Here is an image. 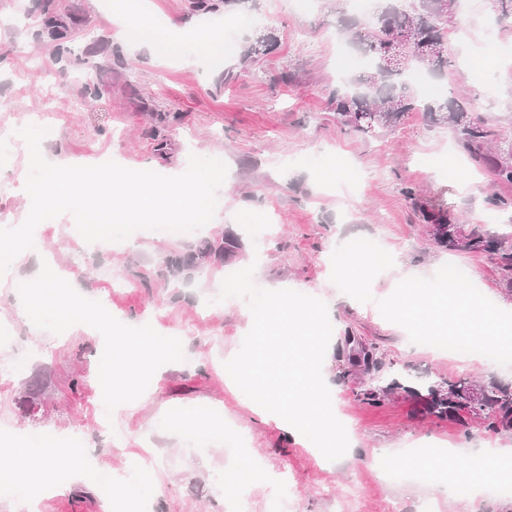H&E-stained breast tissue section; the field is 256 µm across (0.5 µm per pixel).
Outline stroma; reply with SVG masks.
Wrapping results in <instances>:
<instances>
[{
  "label": "stroma",
  "instance_id": "35a3bbf8",
  "mask_svg": "<svg viewBox=\"0 0 512 512\" xmlns=\"http://www.w3.org/2000/svg\"><path fill=\"white\" fill-rule=\"evenodd\" d=\"M154 2L155 26L193 20L203 32L232 30V52L199 58L188 42L177 58H169L163 43L148 54L131 41L114 40L111 0H62L64 11L79 20L73 62L64 66L40 36V0H0V129L14 131L37 113H51L52 128L40 149L59 165L110 159L174 176L194 154L228 167L212 223L194 234L165 238L139 230L109 250L82 248L72 216L64 214L37 226L40 254H26L11 270L14 279L34 285L69 273L57 299L62 306L111 293L113 330L151 327L177 335L165 371L157 369L156 351L135 353L141 375L151 379L149 399L121 413L122 447H111L97 429L101 360L110 342L71 325L53 335H32L15 292L0 287V325L14 338L12 346L0 347V361L27 359L21 376L0 384V427L59 438L82 434L97 465L115 472L136 452L159 462L158 488L150 496L117 491L108 499L93 483L69 479L40 495L41 512H139L144 503L148 512H232L236 499L224 489L225 474L259 469L263 478L246 491L249 512H268L276 479L291 489L287 512H391L396 504L408 512L424 499L437 512H512V496L473 502L449 495L450 473L486 476L494 465L482 455V445L512 448V439L423 412L409 389L460 371L452 358L412 343L376 306L402 279L432 276L447 263L495 304H512V292L500 284L490 259L431 244L415 202L405 194L409 187L422 190L465 223L512 232V209L496 211L487 203L495 190L489 175L460 167L459 152L448 149L451 130L424 113H409L373 137L337 123L328 101L342 78L358 77L364 69L337 26L331 0H312L303 11L293 9L291 0H246L212 13L193 10L191 0ZM269 32L276 38L272 50L243 59L246 43ZM446 49L452 66L435 80L439 99L465 103L472 116L512 141V18L497 19L491 0H465L448 25ZM229 71L234 78L228 82ZM89 77L98 85L92 100L82 96ZM156 112L173 119L153 120ZM332 161L342 173L335 181L324 177ZM28 168L25 150L0 165V215L15 226L27 217L31 200L12 183ZM225 233L240 243L236 258L212 260L185 281L164 272L168 253ZM359 237L394 258L393 267L373 280L370 303L356 301L330 280L335 247ZM250 265L257 286L292 289L328 307L333 333L323 367L355 441L339 460L320 461L304 441L276 420L262 419L225 385L224 363L239 350L249 325L245 301L218 295L226 276ZM105 268L116 284L103 281ZM370 346L381 368L352 366V358ZM75 377L82 385L73 391ZM34 379L43 386L32 396L28 385ZM394 379L402 390L376 404L358 400L361 390ZM27 398L32 409L25 412L19 403ZM163 407L194 411L210 439L197 446L170 430L159 419ZM411 439L444 443L455 453L426 464L405 452ZM384 455L408 472L428 467L430 475L418 482L388 479L378 466Z\"/></svg>",
  "mask_w": 512,
  "mask_h": 512
}]
</instances>
